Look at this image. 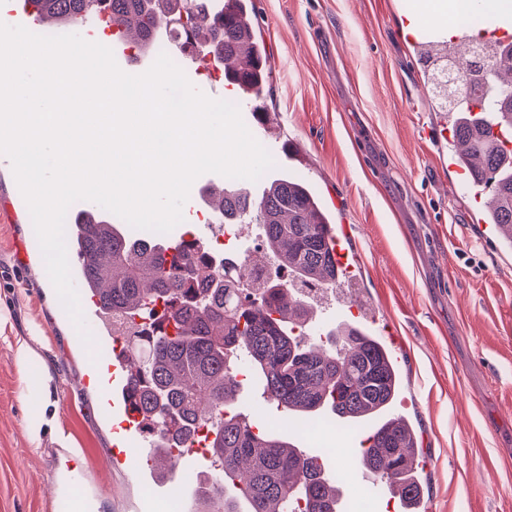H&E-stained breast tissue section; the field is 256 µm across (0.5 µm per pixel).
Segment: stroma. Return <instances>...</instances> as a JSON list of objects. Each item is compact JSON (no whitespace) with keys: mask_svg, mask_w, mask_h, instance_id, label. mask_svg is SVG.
Segmentation results:
<instances>
[{"mask_svg":"<svg viewBox=\"0 0 512 512\" xmlns=\"http://www.w3.org/2000/svg\"><path fill=\"white\" fill-rule=\"evenodd\" d=\"M417 0H254L267 51L261 102L282 116L274 174L306 180L346 226L358 264L326 295L310 329L365 325L351 294L390 318L404 378L393 412L417 426L427 512H512V253L481 243L472 193L448 166L450 145L420 138L447 120L404 36ZM85 351L61 314L27 204L0 159V512H48L49 460L84 449L99 512H144V488L107 464L109 430L84 386ZM238 409L297 449L324 452L345 502L359 498L358 436H317L273 421L242 386Z\"/></svg>","mask_w":512,"mask_h":512,"instance_id":"1","label":"stroma"}]
</instances>
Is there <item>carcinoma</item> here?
Instances as JSON below:
<instances>
[{
    "label": "carcinoma",
    "instance_id": "1",
    "mask_svg": "<svg viewBox=\"0 0 512 512\" xmlns=\"http://www.w3.org/2000/svg\"><path fill=\"white\" fill-rule=\"evenodd\" d=\"M52 25L84 27L107 15L115 33L135 29L140 54L204 46L224 79L247 100L268 80L265 47L256 41L248 0H26ZM495 64L475 71L449 100L459 163L477 182L495 186L483 215L512 229V152L492 134L512 139V40L481 42ZM479 107L474 111L473 107ZM219 224H256L266 257L288 270L251 295L236 266L212 265L211 247L195 240L162 243L125 233L96 210L67 217L77 273L100 291L102 313L134 354L127 398L168 447L202 445L220 466L192 498L190 512H350L337 483L321 477L319 456L298 451L280 434L235 410L242 381L232 365L299 424L325 411L351 429L368 430L354 460L384 483L399 503L423 504L417 431L406 417H387L403 388L397 359L381 337L346 324L323 341L306 329L311 315L299 286H336L338 271L327 226L333 219L299 179L276 176L253 190L234 180L214 188Z\"/></svg>",
    "mask_w": 512,
    "mask_h": 512
}]
</instances>
